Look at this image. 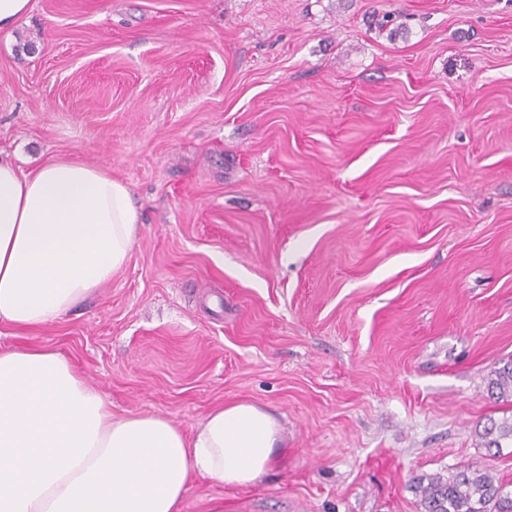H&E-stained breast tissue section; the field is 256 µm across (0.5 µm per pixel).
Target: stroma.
I'll use <instances>...</instances> for the list:
<instances>
[{
  "instance_id": "35a3bbf8",
  "label": "stroma",
  "mask_w": 512,
  "mask_h": 512,
  "mask_svg": "<svg viewBox=\"0 0 512 512\" xmlns=\"http://www.w3.org/2000/svg\"><path fill=\"white\" fill-rule=\"evenodd\" d=\"M0 34V158L110 167L126 266L0 348L64 355L115 416L248 401L286 452L182 512H422L512 489V0H32ZM487 391L490 397L499 399H512V362L497 368L491 374ZM481 438L485 448L488 450L495 448V454L502 451V443L505 440H510L512 447V422L504 421L500 424L491 422L490 426L484 427ZM415 492L424 512H512V492L505 491L493 473L479 466L447 479L437 475L421 478Z\"/></svg>"
}]
</instances>
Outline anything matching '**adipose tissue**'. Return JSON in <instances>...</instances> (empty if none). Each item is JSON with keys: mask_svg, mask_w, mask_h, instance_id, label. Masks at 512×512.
<instances>
[{"mask_svg": "<svg viewBox=\"0 0 512 512\" xmlns=\"http://www.w3.org/2000/svg\"><path fill=\"white\" fill-rule=\"evenodd\" d=\"M139 226L108 167L0 160V324L62 318L125 266ZM282 454L281 426L257 404L220 406L187 434L155 414L113 416L55 350H0V512H182L195 479L245 487Z\"/></svg>", "mask_w": 512, "mask_h": 512, "instance_id": "1", "label": "adipose tissue"}]
</instances>
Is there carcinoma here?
Returning a JSON list of instances; mask_svg holds the SVG:
<instances>
[{
	"label": "carcinoma",
	"mask_w": 512,
	"mask_h": 512,
	"mask_svg": "<svg viewBox=\"0 0 512 512\" xmlns=\"http://www.w3.org/2000/svg\"><path fill=\"white\" fill-rule=\"evenodd\" d=\"M488 394L499 399H512V362L492 372ZM484 447L502 451L505 440L512 441V422H495L481 433ZM415 492L424 512H512V492L490 471L478 466L460 471L444 479L429 476L419 479Z\"/></svg>",
	"instance_id": "obj_1"
}]
</instances>
